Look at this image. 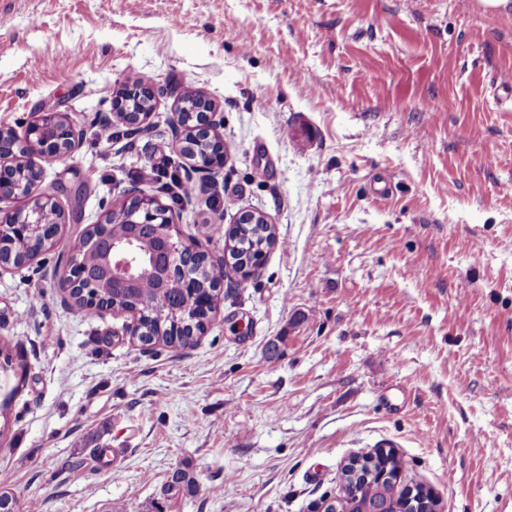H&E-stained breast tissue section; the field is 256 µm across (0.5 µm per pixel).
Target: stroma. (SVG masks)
<instances>
[{
    "label": "stroma",
    "mask_w": 512,
    "mask_h": 512,
    "mask_svg": "<svg viewBox=\"0 0 512 512\" xmlns=\"http://www.w3.org/2000/svg\"><path fill=\"white\" fill-rule=\"evenodd\" d=\"M0 17V127L53 109L84 128L44 165L45 187L82 189L61 242L0 273V490L38 512H323L381 447L441 512H512V11L0 0ZM140 78L224 117L223 168L170 208L182 236L223 257L251 210L278 239L253 277L228 271L186 348L56 286L129 180L157 187L174 97L152 134L97 137L99 88Z\"/></svg>",
    "instance_id": "1"
}]
</instances>
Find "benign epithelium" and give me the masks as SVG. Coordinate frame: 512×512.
<instances>
[{"label": "benign epithelium", "mask_w": 512, "mask_h": 512, "mask_svg": "<svg viewBox=\"0 0 512 512\" xmlns=\"http://www.w3.org/2000/svg\"><path fill=\"white\" fill-rule=\"evenodd\" d=\"M168 90L151 80H139L124 86L113 98L119 109L126 102L145 97L156 100ZM200 121L193 133L204 140L224 143L217 134L222 119L213 111L212 102L205 98ZM182 102L176 101L175 119L172 121V137L178 142L180 155L190 162L195 172L212 174L224 166V152L217 155L190 154L184 151L185 125L179 112ZM127 130L139 133L148 128L149 112L126 113ZM83 130L68 113L48 110L36 113L19 134L10 128L0 129V271L22 267L36 258L28 249L30 237L47 232L45 245H55L63 224L67 223L65 211L55 198L43 190V161H56L70 156L82 142ZM24 199L26 206L13 207L11 203ZM121 209L130 212V222L136 228L153 227L156 230L155 247L145 252L134 237L118 242L107 234L112 223V211L108 210L84 233V237L96 244L100 254V269L88 273L84 260L71 255L66 263L59 287L73 293L85 291L84 303L89 310H106V298L93 292L95 288L135 289L142 276L155 275L162 279L163 287L182 293L193 287L185 261L199 253L198 247L185 240L169 216V209L158 197L131 184L123 190Z\"/></svg>", "instance_id": "obj_1"}]
</instances>
